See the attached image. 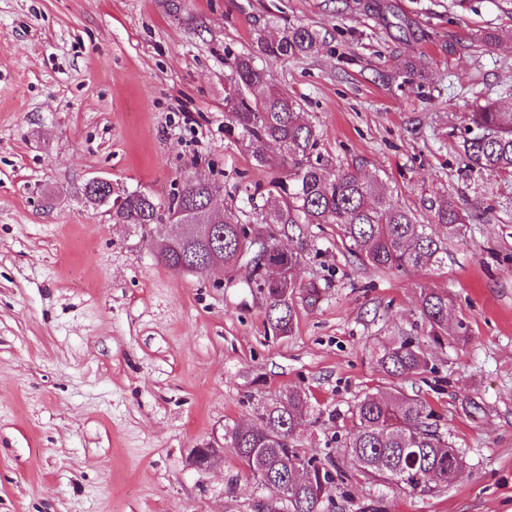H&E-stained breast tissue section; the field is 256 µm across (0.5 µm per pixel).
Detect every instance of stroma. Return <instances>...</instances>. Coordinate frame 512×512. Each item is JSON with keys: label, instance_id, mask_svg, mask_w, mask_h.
<instances>
[{"label": "stroma", "instance_id": "1", "mask_svg": "<svg viewBox=\"0 0 512 512\" xmlns=\"http://www.w3.org/2000/svg\"><path fill=\"white\" fill-rule=\"evenodd\" d=\"M317 32L308 56H255L295 98L318 150L360 167L430 222L484 210L438 269L361 265L332 224H308L300 281L322 296L281 336L243 271L177 274L149 233L89 203L169 195L193 163L217 209L273 191L225 128L228 63L259 31ZM512 107V0H0V512H254L233 449L193 451L288 389L308 395L297 444L343 473L331 512H512V177L464 168L453 133L486 100ZM447 291L462 341L436 344L417 300ZM419 341L434 372L393 381L372 353ZM426 400L464 469L434 492L365 480L350 413L390 386Z\"/></svg>", "mask_w": 512, "mask_h": 512}]
</instances>
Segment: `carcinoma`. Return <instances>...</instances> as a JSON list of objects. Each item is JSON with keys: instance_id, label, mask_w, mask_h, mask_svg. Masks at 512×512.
<instances>
[{"instance_id": "1", "label": "carcinoma", "mask_w": 512, "mask_h": 512, "mask_svg": "<svg viewBox=\"0 0 512 512\" xmlns=\"http://www.w3.org/2000/svg\"><path fill=\"white\" fill-rule=\"evenodd\" d=\"M318 43L316 32L301 25L288 26L269 39L260 34L258 52L277 58L304 56ZM230 83L224 101L227 128L238 130L257 163L284 175L281 203L268 208L256 202L252 217L233 210L216 222L214 256L229 269L243 270L246 285L263 294L271 329L290 334L295 325L296 302L313 305L320 297L318 284L303 283L294 270L308 250L303 234L289 235L293 245L286 253H271L262 262L258 248L265 242L277 248L273 225L289 229L304 224H334L345 249L362 265L382 270L430 269L443 263L448 242L463 234V227L481 219L462 213L454 201L442 200L434 223L421 224L407 207L390 204L383 186L355 170H334L317 152L313 126L288 93L270 85L266 73L250 55L229 62ZM459 151L469 170L512 176V109L494 101L478 105L465 115L460 129ZM219 186L204 169L194 165L184 174L177 191L161 203L142 191L122 197L112 209V222L142 229L150 224L184 222L195 211H205L209 196ZM157 260L176 273H191L185 261L194 258V246L155 243ZM429 336L438 341L448 336V294L422 288L418 298ZM377 365L394 379H409L431 371L425 349L401 336L383 346ZM308 410V397L290 389L272 404L257 410L263 428L252 424L224 427V444L246 463L257 484L280 495L274 504L258 503V512H327L329 489L335 482L332 466L308 457L295 438ZM432 410L413 395L392 387L367 393L351 411L353 432L345 448L358 472L382 486H406L412 490L445 489L456 479V465L463 460L451 442L429 423Z\"/></svg>"}]
</instances>
